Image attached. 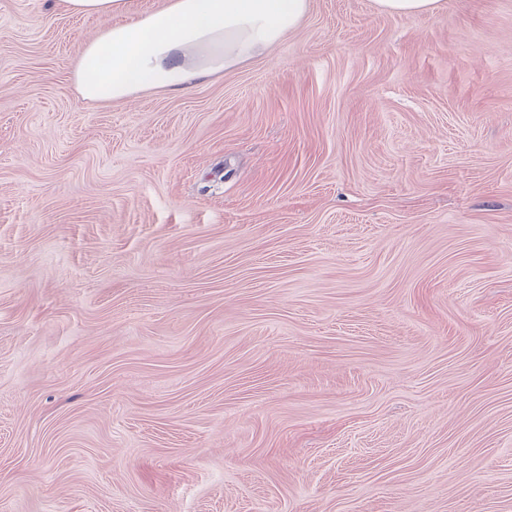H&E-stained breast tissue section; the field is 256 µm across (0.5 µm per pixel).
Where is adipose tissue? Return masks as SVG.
<instances>
[{
  "label": "adipose tissue",
  "instance_id": "1",
  "mask_svg": "<svg viewBox=\"0 0 512 512\" xmlns=\"http://www.w3.org/2000/svg\"><path fill=\"white\" fill-rule=\"evenodd\" d=\"M77 16L109 24L73 66L79 97L91 104L127 101L224 72L282 42L309 0H167L130 15L128 0H63Z\"/></svg>",
  "mask_w": 512,
  "mask_h": 512
}]
</instances>
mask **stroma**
<instances>
[{
    "mask_svg": "<svg viewBox=\"0 0 512 512\" xmlns=\"http://www.w3.org/2000/svg\"><path fill=\"white\" fill-rule=\"evenodd\" d=\"M0 0V512H512V0H309L94 107ZM378 11L388 16L424 15L432 13L439 0H374Z\"/></svg>",
    "mask_w": 512,
    "mask_h": 512,
    "instance_id": "1",
    "label": "stroma"
}]
</instances>
